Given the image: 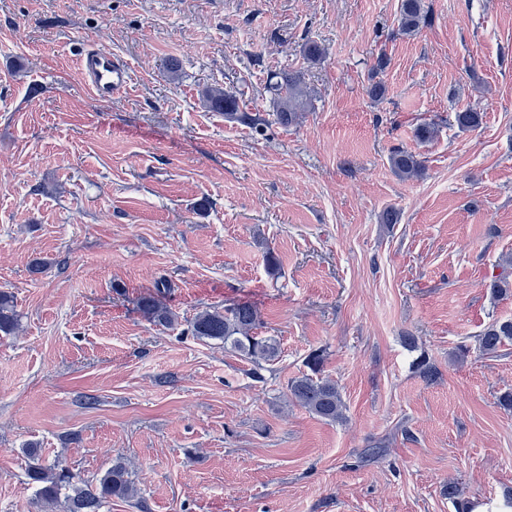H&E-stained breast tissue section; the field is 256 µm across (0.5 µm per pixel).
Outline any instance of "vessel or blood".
I'll return each mask as SVG.
<instances>
[{"instance_id":"vessel-or-blood-1","label":"vessel or blood","mask_w":512,"mask_h":512,"mask_svg":"<svg viewBox=\"0 0 512 512\" xmlns=\"http://www.w3.org/2000/svg\"><path fill=\"white\" fill-rule=\"evenodd\" d=\"M78 66L85 87L102 101L124 92L130 81L127 62L108 49L88 47L79 55Z\"/></svg>"}]
</instances>
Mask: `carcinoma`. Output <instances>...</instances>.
I'll return each instance as SVG.
<instances>
[{
  "mask_svg": "<svg viewBox=\"0 0 512 512\" xmlns=\"http://www.w3.org/2000/svg\"><path fill=\"white\" fill-rule=\"evenodd\" d=\"M426 19L424 0H400L399 27L403 33L417 32ZM264 90L276 102L278 121L283 125L298 123L302 113L309 111L311 99L298 72L271 73ZM205 98L212 110L222 112L230 119L254 128L261 125L259 118L240 110L234 91L214 87L206 91ZM455 120L461 129L469 130L482 123V114L466 110L456 113ZM389 161L394 174L403 180L417 178L424 170V160L409 150L393 151ZM169 290V284L163 281L155 293L140 299L139 310L148 321L162 326L175 323L176 316L160 299V295ZM18 325L13 296L0 292V334L12 335ZM189 326L193 335L223 342L258 369L275 361L279 354L273 339L256 334L259 316L248 302L232 303L221 310L200 311L189 321ZM509 341H512V319L495 320L476 336V350L483 356L493 357ZM324 362L322 350L309 352L304 360L307 371L288 381L286 397L321 419L340 421L344 419L346 405L336 381L323 375ZM26 455L25 476L28 483L36 487L38 500L43 504L54 505L62 499L66 512H99L102 504L112 498L131 500L137 495L131 474L123 462L113 464L95 481L89 482L81 479L63 459L43 466L36 447L27 448ZM446 493L455 504L456 512H474V503L459 498L454 483H448Z\"/></svg>",
  "mask_w": 512,
  "mask_h": 512,
  "instance_id": "1",
  "label": "carcinoma"
}]
</instances>
